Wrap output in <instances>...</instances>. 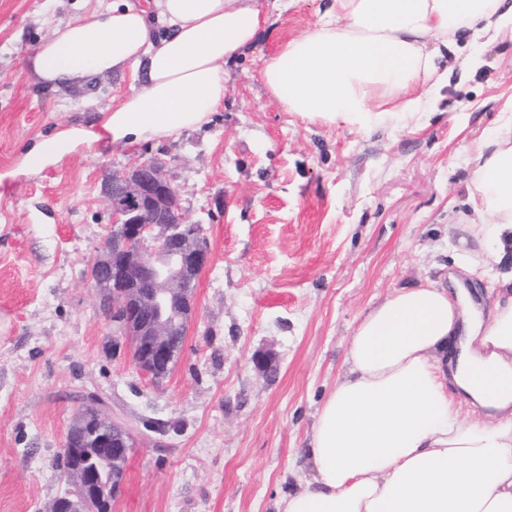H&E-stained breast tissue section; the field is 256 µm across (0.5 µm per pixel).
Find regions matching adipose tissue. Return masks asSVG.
Returning a JSON list of instances; mask_svg holds the SVG:
<instances>
[{
    "label": "adipose tissue",
    "instance_id": "ef3b65f1",
    "mask_svg": "<svg viewBox=\"0 0 512 512\" xmlns=\"http://www.w3.org/2000/svg\"><path fill=\"white\" fill-rule=\"evenodd\" d=\"M259 0H112L53 29L25 60L57 89L131 70L99 127L34 142L24 173L77 149L132 145L206 125L224 103L227 60L253 46ZM512 27V0H332L314 29L260 70L286 111L370 130L412 124L448 81L444 51L464 29ZM470 210L448 227L457 263L442 286L398 288L354 329L348 370L323 401L305 455L313 477L277 512H512V113L470 151ZM494 271L479 308L461 284Z\"/></svg>",
    "mask_w": 512,
    "mask_h": 512
}]
</instances>
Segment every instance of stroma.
Listing matches in <instances>:
<instances>
[{
  "label": "stroma",
  "instance_id": "obj_1",
  "mask_svg": "<svg viewBox=\"0 0 512 512\" xmlns=\"http://www.w3.org/2000/svg\"><path fill=\"white\" fill-rule=\"evenodd\" d=\"M98 2L0 0V512H50L61 444L91 394L135 433L112 512H276L313 475L304 450L362 316L395 289L448 281L464 148L512 110V33L459 37L420 124L364 132L308 122L267 93L263 57L328 0H262L260 40L227 64L208 125L9 178L30 142L129 92L127 73L52 91L25 69ZM134 157L165 161L211 253L158 381L113 356L86 278L112 221L103 183Z\"/></svg>",
  "mask_w": 512,
  "mask_h": 512
}]
</instances>
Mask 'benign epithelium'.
Returning <instances> with one entry per match:
<instances>
[{
    "instance_id": "obj_1",
    "label": "benign epithelium",
    "mask_w": 512,
    "mask_h": 512,
    "mask_svg": "<svg viewBox=\"0 0 512 512\" xmlns=\"http://www.w3.org/2000/svg\"><path fill=\"white\" fill-rule=\"evenodd\" d=\"M112 211L103 253L88 279L112 323V353L128 351L138 371L156 376L175 358V337L185 334L193 312L197 275L210 263L202 226L182 217L179 194L156 158L136 160L112 172L105 185ZM112 443V457L127 459L134 437ZM74 487L68 512H89L91 469L67 467Z\"/></svg>"
}]
</instances>
